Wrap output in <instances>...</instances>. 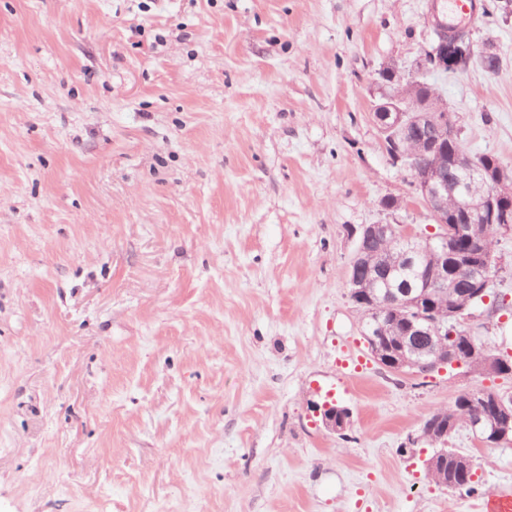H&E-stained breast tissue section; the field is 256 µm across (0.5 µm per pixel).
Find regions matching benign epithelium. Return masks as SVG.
<instances>
[{"label":"benign epithelium","mask_w":512,"mask_h":512,"mask_svg":"<svg viewBox=\"0 0 512 512\" xmlns=\"http://www.w3.org/2000/svg\"><path fill=\"white\" fill-rule=\"evenodd\" d=\"M476 52L470 31L457 28L436 41L427 54L431 69L443 73L465 69ZM382 85L389 90L372 105V119L392 162L412 172L417 193L431 213L439 231L419 243L418 236L402 224H367L360 236L348 270L351 288L361 289L359 304L366 308L367 319L361 321V335L373 358L383 367L406 373L422 365V358L408 343V336H430L431 348L426 357L433 359L430 368L449 365L458 368L469 363L448 340L468 334L469 314L454 306L440 310L429 303L435 295H444L453 287L457 275H464L478 289L477 296L486 300V291L495 284L491 267L500 264L490 253H465L455 249L457 241L479 224L498 226V231H512V196L496 188L512 183V171L500 162L492 164L470 156L462 145L461 129L442 95L423 94L417 76L408 77L395 67L379 72ZM455 145L448 156V144ZM455 175L448 177V164ZM403 243L402 257L413 263L415 258L435 254L433 265L416 285L406 284L381 296L372 289L373 282L360 278L359 271L370 264L383 265L382 247L389 241ZM376 244V250L367 244ZM453 273H448V269ZM395 336L396 352L392 355L378 347V342ZM324 422L334 431H343L350 419L335 406H327ZM469 428L483 444H501L512 440V417L499 413H477ZM448 424H430L425 436L438 453L448 446Z\"/></svg>","instance_id":"obj_1"}]
</instances>
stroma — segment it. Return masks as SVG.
<instances>
[{
  "mask_svg": "<svg viewBox=\"0 0 512 512\" xmlns=\"http://www.w3.org/2000/svg\"><path fill=\"white\" fill-rule=\"evenodd\" d=\"M430 70L431 0H0V512H480L512 444L426 418L512 378L396 373L349 297L364 224L434 228L370 108L426 73L470 153L512 169V0ZM387 197L404 207L383 210ZM506 308L472 334L512 356ZM352 413L345 431L322 406ZM475 55L470 31L456 28L454 31L448 32L447 36L435 41L427 54V60L432 70L442 73L457 72L465 69ZM475 401L480 402L478 399L472 398L468 390L461 391L448 405V408L439 409L428 417L435 420L442 418V422L448 421V424L445 422L439 427L437 424H429L425 428L424 436L431 439V444L435 446V455L440 452L444 453L445 447L448 446V437L455 433L458 427L467 426L469 419L474 414V407H477L478 404ZM448 425L452 426L451 434H448ZM475 473L473 465L466 456L455 448H448V457L439 458L427 476L437 485L444 486L450 491L465 490L472 494L477 492V482L473 480Z\"/></svg>",
  "mask_w": 512,
  "mask_h": 512,
  "instance_id": "35a3bbf8",
  "label": "stroma"
}]
</instances>
